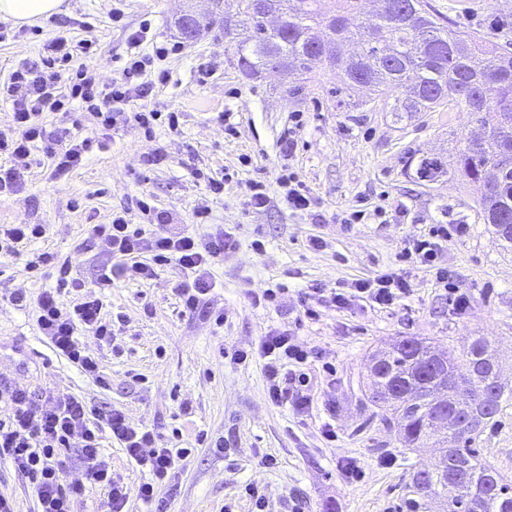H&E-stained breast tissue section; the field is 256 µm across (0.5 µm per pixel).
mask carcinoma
I'll return each mask as SVG.
<instances>
[{"label": "carcinoma", "instance_id": "obj_1", "mask_svg": "<svg viewBox=\"0 0 512 512\" xmlns=\"http://www.w3.org/2000/svg\"><path fill=\"white\" fill-rule=\"evenodd\" d=\"M252 0H237L240 36L234 44L238 68L258 77L264 57L275 51L288 59L289 69L306 74L326 65L338 74L337 91L345 94L350 110L374 112L375 102L397 119H414L441 108L471 113L485 129L477 149L464 145L456 158L455 173L480 192L484 223L512 245V53L479 37L440 23L429 0H416V15L383 11L366 23L360 19L358 0H341L342 20L332 37L336 56L319 60L306 35L324 26L319 0H283L292 23L274 41L251 12ZM421 181L445 174L432 157L409 156ZM404 338L381 353L383 366L370 371L372 402L401 423L408 445L423 448L435 436V416L449 408L435 401L475 397L468 411L447 426L446 448L436 464L412 473L413 492L436 497L448 490L453 476L465 466V482L456 489L449 512H512V485L483 462L472 447L479 434L495 422L502 404L512 399V387L501 381L494 349L474 339L461 353L435 350L424 339L418 348L406 347Z\"/></svg>", "mask_w": 512, "mask_h": 512}]
</instances>
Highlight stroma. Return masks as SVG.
<instances>
[{
  "label": "stroma",
  "mask_w": 512,
  "mask_h": 512,
  "mask_svg": "<svg viewBox=\"0 0 512 512\" xmlns=\"http://www.w3.org/2000/svg\"><path fill=\"white\" fill-rule=\"evenodd\" d=\"M430 2L458 28L512 51V0ZM190 5L201 14L213 9L210 0H63L62 13L43 21L40 35L0 43L3 81L18 62L38 59L44 35L67 25L76 39H96L98 50L85 63L106 83L129 51V34L141 26L149 28L144 49L182 44L161 63L167 85L151 95L152 107L178 114L176 128L159 123L144 134L124 119L130 105H118L104 149L67 178L54 179L41 163L21 191L0 194V224L49 227L27 253L0 256V387L58 389L114 406L161 443L188 449L170 486L160 490L167 512H252L242 494L251 482L263 487L269 512H442L445 496L427 499L408 490L413 467L433 464L438 449L405 447L396 424L368 399V365L373 353L406 336L457 352L480 336L497 351L502 378L512 384V247L484 223L475 188L456 178L420 182L406 168L413 154L452 166L474 119L458 111L411 121L348 111L330 93L339 82L335 71L323 67L303 83L281 72L246 77L224 38L223 16L196 41H182L175 22ZM114 8L124 14L122 25L108 17ZM297 112L305 116L299 129L292 122ZM290 138L296 148L286 161L281 149ZM156 152L160 160L146 165ZM285 161L306 185L311 212L291 211L281 197L276 178ZM211 178L223 181V194L210 192ZM253 180L268 187L269 200L259 209L244 203ZM142 199L165 223L198 233L207 224H194L192 213L206 204L208 224L224 225L238 247L211 269L208 320L181 303L178 288L187 275L177 265L158 268L145 282L115 281L106 291L113 343L81 337L100 360L98 381L56 354L32 311L17 309L8 297L56 287L53 268L26 267L30 253L43 250L69 258L74 276L93 286L111 259L92 225L109 222L116 211L137 213ZM364 202L383 205L385 217L339 222ZM435 224L466 227L449 233L438 258L471 300L462 312L449 304L434 272L404 256L409 241ZM313 237L324 240V248L309 247ZM386 272L403 274L412 287L388 309L322 303L310 318L298 298L301 288H343ZM278 284L286 289L278 304L254 305L256 294ZM281 330L311 353L304 367L310 383L301 392L311 406L302 414L293 409L296 390L280 403L268 400L261 359L233 360L235 352L256 350L263 336ZM328 428L333 437L325 436ZM219 439L220 450L214 447ZM476 445L512 484V401ZM348 461L357 475L345 473Z\"/></svg>",
  "instance_id": "35a3bbf8"
}]
</instances>
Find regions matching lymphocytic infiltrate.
I'll use <instances>...</instances> for the list:
<instances>
[{"mask_svg": "<svg viewBox=\"0 0 512 512\" xmlns=\"http://www.w3.org/2000/svg\"><path fill=\"white\" fill-rule=\"evenodd\" d=\"M143 39V31L130 34L129 57L108 84L82 63L83 58L93 54L94 41H76L63 31L44 43L40 62H25L12 71L8 82L0 84V99L11 101L13 107L11 124L0 129V157L6 160L0 167V193L22 189L35 162V151H42L51 159L54 177L63 178L99 147V140L92 137L66 140L48 133L43 118L49 112L70 111L76 102L99 129H111L113 102L145 96L150 88L145 80L148 67L169 54L165 47L156 48L151 54L144 52ZM93 234L112 258L111 265L103 268L97 278L96 291L65 300V290L80 286L72 275V263L54 253L42 252L28 260L27 267H54L58 273L56 288L34 298L17 291L12 293L10 302L20 309L34 308L41 335L60 355L95 378L100 375V362L79 341L78 333L84 330L101 340L111 338L112 326L102 314V289L120 279H153L158 267L173 263L194 275L192 283L181 286L178 294L185 307L195 311L203 307L211 290L212 265L238 246L235 236L220 224L204 236L187 230L149 231L132 223L125 211L113 214L109 223L94 225ZM409 292L407 277L386 272L356 280L350 287L328 294L316 286L301 292L300 298L306 301L325 296L338 308L355 303L387 308L406 298ZM254 356L264 361L271 402H281L289 385H304L306 375L301 366L308 352L288 331L264 337L256 354L241 351L236 360L244 364ZM0 397L12 406L11 414L0 418V460L10 461L15 470L29 479L37 496V512H75L74 504L89 483L107 490L102 512H125L133 495L144 503H155L157 491L166 483L176 459L185 454L184 449L164 447L151 430L130 421L124 411L98 407L69 393L38 396L24 388L7 387L0 389ZM107 434L122 445L130 458L149 468L152 481L132 492L114 480L112 468L100 451L102 438ZM72 446L79 449L84 479L67 483L62 477L61 451Z\"/></svg>", "mask_w": 512, "mask_h": 512, "instance_id": "1", "label": "lymphocytic infiltrate"}]
</instances>
